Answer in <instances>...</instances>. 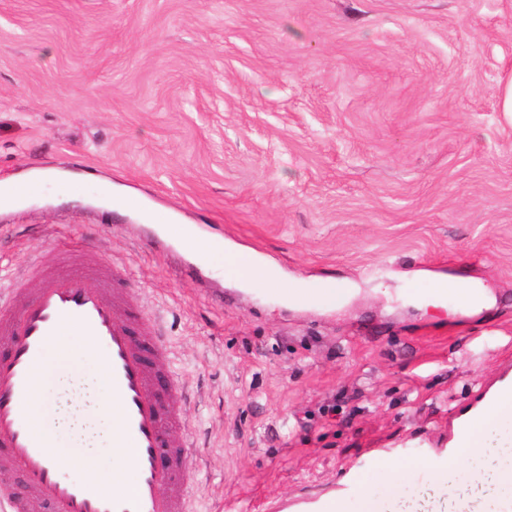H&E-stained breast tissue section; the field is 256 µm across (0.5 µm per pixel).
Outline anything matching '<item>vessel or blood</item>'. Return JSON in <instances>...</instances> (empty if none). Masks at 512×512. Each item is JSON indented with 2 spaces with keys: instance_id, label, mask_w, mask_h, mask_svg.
Wrapping results in <instances>:
<instances>
[{
  "instance_id": "vessel-or-blood-1",
  "label": "vessel or blood",
  "mask_w": 512,
  "mask_h": 512,
  "mask_svg": "<svg viewBox=\"0 0 512 512\" xmlns=\"http://www.w3.org/2000/svg\"><path fill=\"white\" fill-rule=\"evenodd\" d=\"M84 333L108 377V396L118 403L119 431L134 448L133 494L104 491L80 477L77 440L55 433L57 404L51 397L32 401L36 368L53 364L49 345L59 336ZM168 355L136 309L120 273L88 258L44 267L29 266L24 280L0 300V512H189L185 464L189 444L181 400L171 399ZM512 396V364L505 366L448 424L444 447L429 443L381 448L352 466L332 497H296L275 512H330L331 500L358 494L361 470L380 457H424L446 465L458 449L475 444L478 430ZM67 450L71 475L52 463ZM464 512H512V496L493 494L464 504Z\"/></svg>"
}]
</instances>
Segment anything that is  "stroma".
Wrapping results in <instances>:
<instances>
[{
  "label": "stroma",
  "instance_id": "35a3bbf8",
  "mask_svg": "<svg viewBox=\"0 0 512 512\" xmlns=\"http://www.w3.org/2000/svg\"><path fill=\"white\" fill-rule=\"evenodd\" d=\"M511 79L512 0H0V289L91 250L163 315L190 512L327 493L512 363ZM172 218L348 300L186 273ZM429 294L441 301H448V294L452 295L458 302L467 304H477L481 300V306H486L490 302L487 293H481L480 296L467 283L461 281L448 280V278H437L430 282Z\"/></svg>",
  "mask_w": 512,
  "mask_h": 512
}]
</instances>
